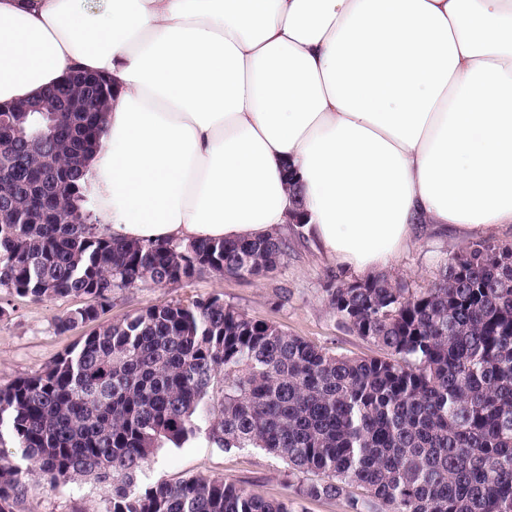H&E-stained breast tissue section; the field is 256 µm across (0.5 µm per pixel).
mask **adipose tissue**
Wrapping results in <instances>:
<instances>
[{"mask_svg": "<svg viewBox=\"0 0 512 512\" xmlns=\"http://www.w3.org/2000/svg\"><path fill=\"white\" fill-rule=\"evenodd\" d=\"M112 84L122 241L298 232L364 277L421 224H512V0H0V103ZM294 224V223H293Z\"/></svg>", "mask_w": 512, "mask_h": 512, "instance_id": "1", "label": "adipose tissue"}]
</instances>
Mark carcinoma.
I'll return each instance as SVG.
<instances>
[{"instance_id": "obj_1", "label": "carcinoma", "mask_w": 512, "mask_h": 512, "mask_svg": "<svg viewBox=\"0 0 512 512\" xmlns=\"http://www.w3.org/2000/svg\"><path fill=\"white\" fill-rule=\"evenodd\" d=\"M96 112H1L0 288L33 300L83 296L58 322L83 343L44 371L0 386V445L51 484L90 480L105 512H295L222 479L139 488L164 443L196 435L261 448L288 466L301 499L349 512H512V246L479 241L412 291L386 274L329 283L339 323L378 350L354 357L293 336L219 298L152 305L100 321L115 288L190 281L205 271L263 277L288 255L261 240L122 242L80 207L81 160L104 134L112 95L74 86ZM27 493L0 455V512Z\"/></svg>"}]
</instances>
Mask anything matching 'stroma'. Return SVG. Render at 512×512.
Returning <instances> with one entry per match:
<instances>
[{"label":"stroma","instance_id":"stroma-1","mask_svg":"<svg viewBox=\"0 0 512 512\" xmlns=\"http://www.w3.org/2000/svg\"><path fill=\"white\" fill-rule=\"evenodd\" d=\"M291 249L272 274L237 277L203 274L192 280L161 287L116 289L104 321L116 322L165 302L217 297L247 315L273 322L289 334L351 356H372L376 350L348 333L328 306L324 289L330 279L350 273L319 250L288 231ZM477 234L454 228L421 231L393 262L390 276L409 288L429 287L445 259L478 242ZM82 298H46L35 301L0 288V386L43 371L64 351L83 341L89 326L58 331L59 319L85 306ZM285 464L259 448L224 450L197 433L181 445L159 448L138 476L139 487L189 478H221L246 485L253 495L268 499L294 497L284 477ZM29 492L17 512H105L103 491L93 482L53 486L37 471L26 474Z\"/></svg>","mask_w":512,"mask_h":512}]
</instances>
